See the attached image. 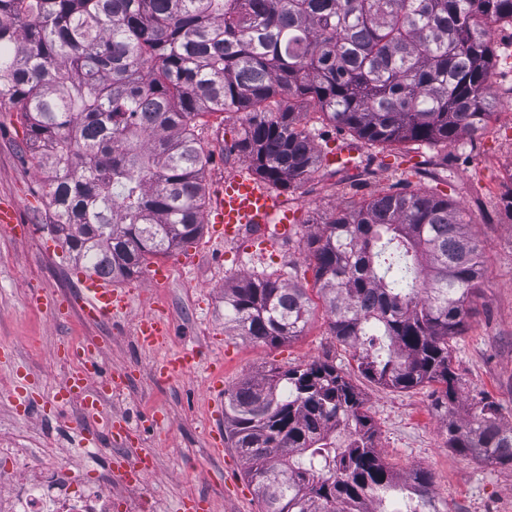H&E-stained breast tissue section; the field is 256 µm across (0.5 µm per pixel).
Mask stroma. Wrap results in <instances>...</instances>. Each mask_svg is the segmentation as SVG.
<instances>
[{
  "instance_id": "35a3bbf8",
  "label": "stroma",
  "mask_w": 512,
  "mask_h": 512,
  "mask_svg": "<svg viewBox=\"0 0 512 512\" xmlns=\"http://www.w3.org/2000/svg\"><path fill=\"white\" fill-rule=\"evenodd\" d=\"M496 69L492 116L472 139L381 148L336 130L317 104H305L301 123L316 133L318 146L350 149L368 177L353 184L348 172L322 166L300 189L285 192L298 222L288 240L268 247L250 234L220 241L213 233L215 214L206 210L199 238L185 251L151 259L138 276L119 282L130 306L101 321L84 319L73 304L81 272L46 226L47 200L39 190L45 174L21 159L24 127L11 105L0 106V207L14 209L24 227L20 233L0 229V349L13 354L0 360V425L21 429L30 446L52 449L71 467H83L88 461L81 455V440L92 424L80 403L59 410L50 400L72 371L70 362L56 360V350L73 341L96 342L103 347L102 372L121 379L104 407L124 417L130 428L127 438L104 445L124 449L128 461L144 452L153 455L150 491L160 512H176L187 496L201 499L207 512H262L227 439L224 400L212 388L231 391L271 366L285 370L326 361L363 393L377 448L394 471L425 468L447 512H512V465L486 466L450 452L445 420L433 406V386L400 391L361 374L353 350L331 334L302 248L312 220L352 208L380 190L395 185L447 195L485 245L476 311L454 341L462 398L489 394L501 404L504 422L512 424V215L501 205L512 185V61L498 60ZM246 122L241 112L201 118L197 132L212 152L204 173L207 198H214L225 178L250 172L249 160L234 148ZM188 254L194 255L193 264H185ZM160 265L167 276L157 283L152 275ZM262 270L293 274L312 299L313 314L303 333L277 346L224 330L225 282ZM151 313L167 317L172 328L167 345L157 350L141 347L136 339L139 319ZM187 350L196 353L190 368L169 378L156 375L162 360ZM20 371L29 373L31 393L40 399L24 421L17 419L10 396ZM156 414L163 416V425L153 422ZM88 463L109 475L113 496L128 499L124 470L114 458L98 456Z\"/></svg>"
}]
</instances>
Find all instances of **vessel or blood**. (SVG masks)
<instances>
[{
  "instance_id": "b4317fda",
  "label": "vessel or blood",
  "mask_w": 512,
  "mask_h": 512,
  "mask_svg": "<svg viewBox=\"0 0 512 512\" xmlns=\"http://www.w3.org/2000/svg\"><path fill=\"white\" fill-rule=\"evenodd\" d=\"M214 210L215 232L225 241L238 240L248 230L263 232L274 220L284 227L293 221L292 212L264 183L239 174L225 178L215 198ZM129 304L127 293L114 288L110 281L96 275L83 279L78 306L87 317L107 318L127 311ZM170 336V324L157 315L142 318L136 330L138 343L150 349L162 347ZM68 355L80 360L82 368L68 377L65 388L85 395V413L93 420L96 432L108 437L127 432L125 420L103 407L104 395L111 388L112 379L102 375L98 351L72 349Z\"/></svg>"
}]
</instances>
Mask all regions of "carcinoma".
Segmentation results:
<instances>
[{
    "label": "carcinoma",
    "mask_w": 512,
    "mask_h": 512,
    "mask_svg": "<svg viewBox=\"0 0 512 512\" xmlns=\"http://www.w3.org/2000/svg\"><path fill=\"white\" fill-rule=\"evenodd\" d=\"M512 0H0V103L19 152L46 171L53 231L114 281L202 233L211 158L197 120L248 116L236 149L266 185L297 190L321 153L298 109L377 145L475 135L492 115L495 44ZM336 341L369 379L436 385L448 448L512 465V425L482 396L455 416L451 342L483 277L484 246L436 191L383 190L304 243ZM311 315L306 289L264 271L224 284V330L278 345ZM228 440L263 512H432L431 475L375 446L362 393L325 361L270 368L225 402Z\"/></svg>",
    "instance_id": "cac0c4a2"
}]
</instances>
